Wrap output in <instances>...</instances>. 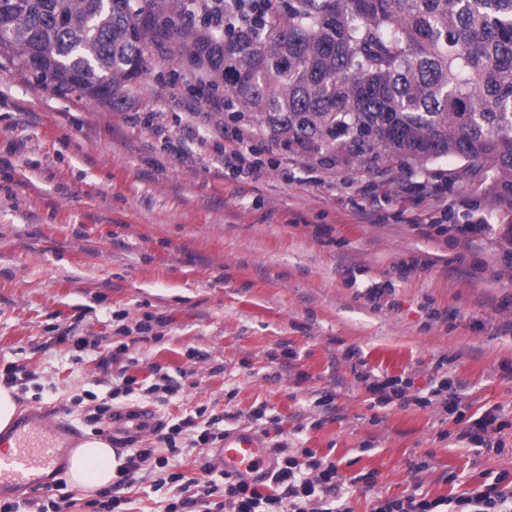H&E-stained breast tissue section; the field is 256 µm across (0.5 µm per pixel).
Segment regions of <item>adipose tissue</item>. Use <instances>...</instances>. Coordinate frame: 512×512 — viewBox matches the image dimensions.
<instances>
[{
	"mask_svg": "<svg viewBox=\"0 0 512 512\" xmlns=\"http://www.w3.org/2000/svg\"><path fill=\"white\" fill-rule=\"evenodd\" d=\"M120 461L111 444L99 438L82 442L74 449L68 473L70 483L82 490H101L111 486Z\"/></svg>",
	"mask_w": 512,
	"mask_h": 512,
	"instance_id": "obj_1",
	"label": "adipose tissue"
}]
</instances>
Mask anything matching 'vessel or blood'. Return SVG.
I'll return each instance as SVG.
<instances>
[{
    "label": "vessel or blood",
    "instance_id": "b4317fda",
    "mask_svg": "<svg viewBox=\"0 0 512 512\" xmlns=\"http://www.w3.org/2000/svg\"><path fill=\"white\" fill-rule=\"evenodd\" d=\"M46 429L45 422L32 419L15 426L12 431L14 451L0 461L1 495L51 485L55 473L66 464L69 451H58L53 442L45 439ZM218 450L225 472L249 481L265 477L274 468L264 437L247 428L225 433Z\"/></svg>",
    "mask_w": 512,
    "mask_h": 512
}]
</instances>
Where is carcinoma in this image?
<instances>
[{"label": "carcinoma", "mask_w": 512, "mask_h": 512, "mask_svg": "<svg viewBox=\"0 0 512 512\" xmlns=\"http://www.w3.org/2000/svg\"><path fill=\"white\" fill-rule=\"evenodd\" d=\"M288 150L336 166L443 158L512 201V0H0V48L119 109L154 41Z\"/></svg>", "instance_id": "obj_1"}]
</instances>
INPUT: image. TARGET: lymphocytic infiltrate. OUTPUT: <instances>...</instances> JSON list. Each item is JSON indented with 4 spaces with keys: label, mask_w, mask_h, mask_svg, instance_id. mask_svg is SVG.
Here are the masks:
<instances>
[{
    "label": "lymphocytic infiltrate",
    "mask_w": 512,
    "mask_h": 512,
    "mask_svg": "<svg viewBox=\"0 0 512 512\" xmlns=\"http://www.w3.org/2000/svg\"><path fill=\"white\" fill-rule=\"evenodd\" d=\"M222 133L226 176L248 184L264 170L276 168L282 170L283 180H291V173L282 169V161L262 159L254 151L252 131L226 126ZM345 357L352 360L353 374L364 384L371 406L384 407L394 402L403 408L441 405L459 425V441L472 445L479 454L502 453L503 446L496 435L504 429V420L494 409L469 413L451 380L433 379L428 387L418 388L411 377H387L366 369L354 350H347ZM143 361V355L131 350L129 343L113 342L111 351L100 359L101 365L111 370L112 398L135 397L162 406L183 398V381L191 376L189 368L174 376L153 363L149 365L151 382H140L129 370ZM230 418V413H216L202 404L174 423H158L152 442L132 449L118 468L117 487H129L144 476L156 475L157 487H169L174 493L166 512H352L353 488L373 491L376 485L374 472L345 477L330 457L317 455L310 448L293 452L284 439L271 447L275 468L266 485L226 472L216 478L208 466L202 477H187L179 470L176 457L185 448L216 447L224 439V424ZM373 503L372 512H512V472L486 474L480 484L450 498L428 497L416 484L395 497L375 494Z\"/></svg>",
    "instance_id": "lymphocytic-infiltrate-1"
}]
</instances>
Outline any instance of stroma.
Masks as SVG:
<instances>
[{"label":"stroma","mask_w":512,"mask_h":512,"mask_svg":"<svg viewBox=\"0 0 512 512\" xmlns=\"http://www.w3.org/2000/svg\"><path fill=\"white\" fill-rule=\"evenodd\" d=\"M146 60L115 109L57 95L0 49V366L39 376L17 393V419H63L69 433L92 437L79 401L108 394L99 356L70 372L67 345L51 339L115 336L112 313L123 310L131 329L155 317L160 339L143 349L169 373L189 366L188 348L205 355L196 387L156 407L159 420L206 404L248 428L266 404L299 447L330 456L344 476L376 473L374 492L352 497L353 512L416 482L448 497L483 473L512 472V204L474 191L454 159L424 170L329 167L260 131L256 150L285 159L301 180L269 169L234 182L224 176L223 115L198 74L169 43L150 45ZM148 114L162 134L141 124ZM179 140L189 149L176 157L168 146ZM427 181L446 183L447 194L424 190ZM368 185L388 199L384 223L363 208ZM443 212L452 224L483 212L491 226L466 241L429 233L426 219ZM413 259L417 271L402 276ZM371 278L394 285L378 305L365 294ZM283 341L299 358L271 365ZM349 348L375 373L409 372L420 388L448 377L471 411L499 408L503 453L458 443L440 407H370L343 357ZM300 371L307 381L297 382ZM328 393L332 404L319 406Z\"/></svg>","instance_id":"obj_1"}]
</instances>
